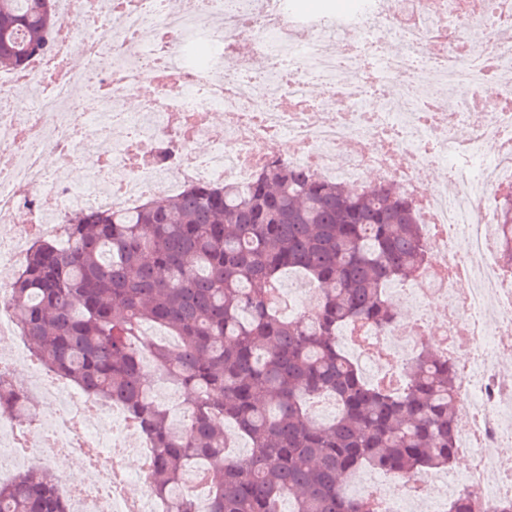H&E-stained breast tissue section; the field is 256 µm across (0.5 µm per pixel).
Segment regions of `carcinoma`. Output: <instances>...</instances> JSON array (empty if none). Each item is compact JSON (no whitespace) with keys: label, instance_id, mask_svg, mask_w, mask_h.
<instances>
[{"label":"carcinoma","instance_id":"carcinoma-1","mask_svg":"<svg viewBox=\"0 0 512 512\" xmlns=\"http://www.w3.org/2000/svg\"><path fill=\"white\" fill-rule=\"evenodd\" d=\"M58 0H0V65L24 67L59 22ZM512 269V196L497 212ZM62 238L36 239L9 281L23 336L50 370L122 405L155 453L165 512H374L345 480L368 467L418 477L458 458L459 371L423 349L394 386L365 377L341 331L396 322L387 289L417 275L428 243L413 199L389 182L353 189L276 159L249 183L191 181L138 208L65 214ZM300 272L325 287L311 314L271 301ZM146 323L178 338L149 347L184 389L177 430L150 394ZM333 396L319 423L315 400ZM30 397L0 369V414L30 421ZM204 472V502L181 491ZM52 470L0 484V512H68ZM288 510H282V502ZM448 512H479L472 492Z\"/></svg>","mask_w":512,"mask_h":512}]
</instances>
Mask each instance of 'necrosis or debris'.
Segmentation results:
<instances>
[{
    "mask_svg": "<svg viewBox=\"0 0 512 512\" xmlns=\"http://www.w3.org/2000/svg\"><path fill=\"white\" fill-rule=\"evenodd\" d=\"M285 0H244L229 12L224 0H199L177 10L172 0H88L75 14L63 0L59 25L44 50L24 68L0 74V223L26 211L28 222L0 240V363L26 364L8 349L18 327L8 302L7 274L17 271L34 234L55 236L58 219L85 207L129 208L181 192L186 180L248 183L271 162L280 141L294 150L289 164L327 180L359 187L366 175L399 183L417 202L430 260L405 296L415 316L429 303L442 306L436 337L401 328L366 326L346 331L341 342L375 379L399 378L423 342L460 367V415L466 430L457 446L470 466L461 476L437 472L417 479L395 475L364 482L358 497L376 512H443L458 489L477 491L485 512L512 504V457L500 454L512 440V270L504 268L496 224L499 201L512 189V0H478L475 9L447 13L439 0H398L384 11L379 0H357L350 20L322 18L300 24ZM85 27L108 25L110 41L73 32L72 16ZM490 28L481 45L461 39L459 26ZM277 43H270V33ZM275 58L255 72L250 57ZM406 46L396 55L388 45ZM82 59L67 83L50 84L49 65ZM165 70L174 85L160 84L155 98L136 112L125 101L147 77ZM323 97L307 110V89ZM400 90L401 105L369 107L372 92L386 84ZM99 108L84 111L89 87ZM493 100L484 122L466 139L455 127L474 99ZM220 111L222 124L208 122ZM97 148L84 150L86 129ZM120 137H113V130ZM207 141L206 151L194 150ZM168 146L170 162L156 157ZM492 156H484V146ZM68 166L85 162L80 185L49 175L46 156ZM435 165L445 182L430 190L418 172ZM28 379L52 411L42 426L0 417V482L35 461L66 455L81 468L80 481H63L68 512H162L148 476L153 455L148 439L121 407L68 390L36 367ZM140 466L128 470L127 457ZM140 486L135 500L114 488V478Z\"/></svg>",
    "mask_w": 512,
    "mask_h": 512,
    "instance_id": "4bbe7bcc",
    "label": "necrosis or debris"
}]
</instances>
